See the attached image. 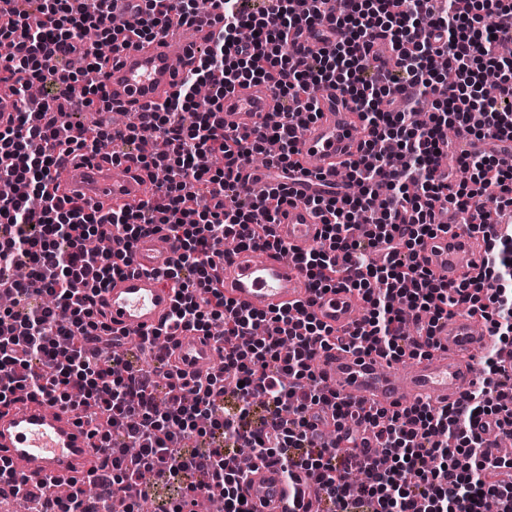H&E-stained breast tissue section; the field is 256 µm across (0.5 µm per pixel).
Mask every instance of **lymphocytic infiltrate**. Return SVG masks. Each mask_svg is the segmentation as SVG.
Masks as SVG:
<instances>
[{"label":"lymphocytic infiltrate","mask_w":512,"mask_h":512,"mask_svg":"<svg viewBox=\"0 0 512 512\" xmlns=\"http://www.w3.org/2000/svg\"><path fill=\"white\" fill-rule=\"evenodd\" d=\"M0 19V77L17 98L29 84H51L38 111H19L14 127L0 129V293L14 297L0 309V409L17 397H50L68 410L99 409L104 425L101 471L73 482L53 512H88L87 485L120 493L127 512L150 497L143 471L174 482L178 498L158 512H184L189 498L223 503L224 512H248L241 502L240 466L231 449L245 445L255 458L279 464L293 491L289 512H308L315 493L323 512H512V479L500 476L512 460L489 457V423L512 428V372L491 352L476 383L441 407L409 404L398 410H352L324 385L314 362L321 350L346 347L399 361L436 349L434 332L463 307L489 335L512 337V225L497 224L512 209V164L493 139L512 140V104L485 95L483 75L494 68L499 86H512V60L498 47L512 41V0H334L332 18L345 34L329 53L308 55L295 41L321 23L326 0L296 12L294 0H267L257 14L241 0H211L219 24L189 78L164 103L134 113L122 130L105 122L73 120L74 103L112 112L103 84L82 83L102 70L97 50L128 49L191 24L195 0H135L122 28L112 25V0L87 9L84 0H11ZM379 39L400 58L403 86L369 77L367 57ZM445 57L456 72L447 83L433 67ZM270 81L285 102L263 135L228 132L224 96L236 87ZM336 87L356 107L374 141L390 139L395 152L366 147L345 169L360 192L309 198L321 216L320 241L298 258L314 294L339 286L353 291L362 317L345 335L321 323L311 301L258 312L224 296L215 272L226 238L237 250L282 245L273 226L290 198L303 103L307 120L318 115L315 89ZM208 86L210 105L196 109V91ZM487 143L462 151L448 167L446 129ZM280 145L268 167L279 181L262 201L235 194L251 156L267 142ZM122 143L113 163L131 160L156 177L155 203L88 209L79 198L56 196L50 185L64 155L96 156L102 145ZM467 214L465 233L485 241L482 271L444 281L422 263L428 240L444 232L436 206ZM166 225L179 244L163 272L173 308L140 349L155 340L156 383L137 357L113 355L104 365L99 343L112 329L95 305L98 289L132 267L131 249L142 235ZM222 325L221 366L186 377L170 346L178 332L211 335ZM209 437L201 449L190 441Z\"/></svg>","instance_id":"obj_1"}]
</instances>
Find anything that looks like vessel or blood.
<instances>
[{
	"instance_id": "vessel-or-blood-1",
	"label": "vessel or blood",
	"mask_w": 512,
	"mask_h": 512,
	"mask_svg": "<svg viewBox=\"0 0 512 512\" xmlns=\"http://www.w3.org/2000/svg\"><path fill=\"white\" fill-rule=\"evenodd\" d=\"M177 38L143 44L113 56L101 80L114 104L129 111H145L164 101L197 59ZM320 114L300 134L297 149L307 175L291 186L294 202L284 208L275 226L287 255L248 250L219 260L224 295L257 311L286 307L314 298L318 320L340 329L351 328L357 307L347 291L313 297L309 281L295 263L296 255L309 250L321 229L320 217L305 203L323 193L336 180L338 162L355 156L371 135L356 117L353 107L333 88L324 87L318 97ZM281 99L270 83L236 88L224 97V128L259 135L264 118L280 109ZM60 194L81 196L90 206L103 203L137 204L153 197L146 172L131 165L128 173L112 175V161L100 156L71 157L59 169ZM269 181L246 170L237 187L240 197L261 198ZM177 243L166 228L139 238L132 251L133 269L115 278L97 297L117 336H140L155 330L172 308V292L158 277L176 254ZM480 249L473 238L438 234L422 253L437 276L457 279L462 272L478 273ZM440 346L429 358L406 366L350 350L333 349L318 360L328 388L355 406L394 408L420 402L432 406L455 401L464 385L474 378L471 353L488 349V336L475 333L468 314L459 313L442 323ZM176 358L187 376L216 369L219 345L192 330L176 338ZM95 427L85 409L62 411L47 400L22 399L0 412V462L17 473L47 484L48 498L75 479L97 469L103 458L94 446ZM242 494L250 512H286L290 489L279 465L256 464L243 472Z\"/></svg>"
}]
</instances>
